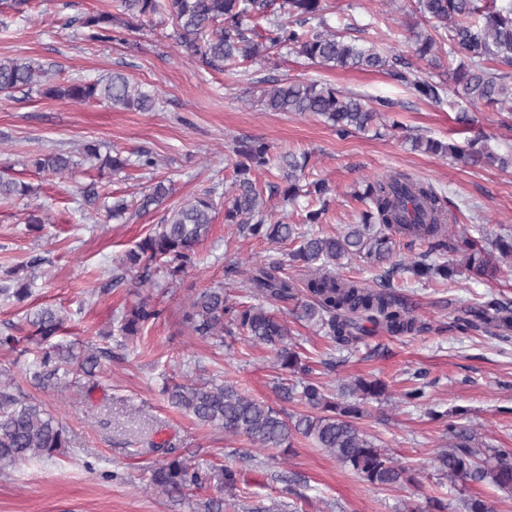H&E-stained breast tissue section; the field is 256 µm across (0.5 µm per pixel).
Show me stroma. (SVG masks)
I'll return each mask as SVG.
<instances>
[{
	"mask_svg": "<svg viewBox=\"0 0 512 512\" xmlns=\"http://www.w3.org/2000/svg\"><path fill=\"white\" fill-rule=\"evenodd\" d=\"M111 8L112 0H35L29 16L0 13V59L38 61L64 85L120 71L158 100L156 111L134 112L36 92L0 95V166H11L16 178L40 188L35 198L0 201V334L25 326L30 310L52 306L66 317L59 341L89 343L108 354L99 386L89 395L75 386L35 388L25 377L34 352L0 350V377L58 416L70 439L53 458L29 459L0 472V512H206L212 499L222 500V512H253L259 506L278 512H424L434 497L456 504L460 492L432 464L447 443V423L468 425L479 447H512V331L461 330L456 323L490 299L512 304V271L491 280L462 270L454 280L442 281L392 271L387 262L346 259L338 274L375 288L389 279L425 331L379 332L342 352L316 326L294 324L331 393L359 377L387 386L382 402L367 404L361 424L416 482L375 489L311 440L296 439L292 455L280 460L245 438L198 424L171 407L162 392L170 380H228L256 399L293 411L275 392L279 371L272 351L230 336L218 350L181 323L195 291L221 284L230 295L241 294L242 277L224 273L230 263H286L288 245L252 238L216 218L197 248L195 270L176 282L158 274L146 286L165 311L135 336L116 332L134 299L132 279L119 277L117 258L162 223L167 208L206 192L222 197L239 138L267 142L276 155L309 154L308 180L324 178L336 188L319 226L323 234L358 223L362 205L356 192L365 180L394 173L429 182L447 197L451 235L466 232L479 240L512 229V168L473 166L414 151L409 143L422 136L463 145L481 133L494 152L512 153L506 111L471 109L473 122L464 126L457 121L455 96L434 105L410 95L385 72L326 69L292 53L281 54L271 68L244 64L202 73L175 44L169 23H146L123 44L85 37L78 18ZM325 18L336 32L406 59L415 34L432 30L416 12L415 0H327ZM271 78L319 81L395 106L369 131L342 138L319 117L265 110L260 94ZM85 140L127 155L150 151L158 167L114 176L85 163L60 178L36 174L30 165L37 155L70 151ZM161 179L172 184L165 204L122 220L107 219L83 199L84 190L93 187L103 198L137 200ZM36 210L49 219L38 232L27 225ZM21 282L30 283L32 295L20 303L4 290ZM417 381L425 386L424 404L402 402V392ZM162 439L192 464L212 469L206 488L169 498L151 486V471L163 459L151 444ZM226 466L237 472L230 488L220 482Z\"/></svg>",
	"mask_w": 512,
	"mask_h": 512,
	"instance_id": "35a3bbf8",
	"label": "stroma"
}]
</instances>
